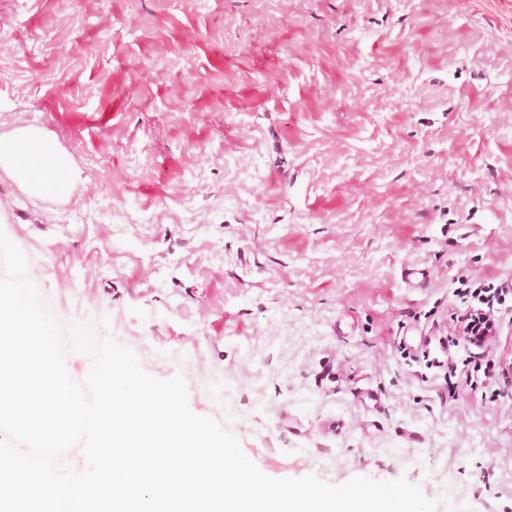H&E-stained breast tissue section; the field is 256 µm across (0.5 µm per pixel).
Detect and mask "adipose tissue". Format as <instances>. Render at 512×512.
Segmentation results:
<instances>
[{
  "label": "adipose tissue",
  "instance_id": "obj_1",
  "mask_svg": "<svg viewBox=\"0 0 512 512\" xmlns=\"http://www.w3.org/2000/svg\"><path fill=\"white\" fill-rule=\"evenodd\" d=\"M35 202L70 199L82 181L81 170L42 130L18 126L0 132V178Z\"/></svg>",
  "mask_w": 512,
  "mask_h": 512
}]
</instances>
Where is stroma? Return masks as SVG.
I'll list each match as a JSON object with an SVG mask.
<instances>
[{
    "mask_svg": "<svg viewBox=\"0 0 512 512\" xmlns=\"http://www.w3.org/2000/svg\"><path fill=\"white\" fill-rule=\"evenodd\" d=\"M20 125L84 176L60 206L0 180L60 318L109 315L160 379L192 358L190 409L233 413L269 477L328 453L329 482L435 498L444 460L472 512H512V377L445 400L399 352L460 306L458 275L512 276L492 0H0V131Z\"/></svg>",
    "mask_w": 512,
    "mask_h": 512,
    "instance_id": "35a3bbf8",
    "label": "stroma"
}]
</instances>
